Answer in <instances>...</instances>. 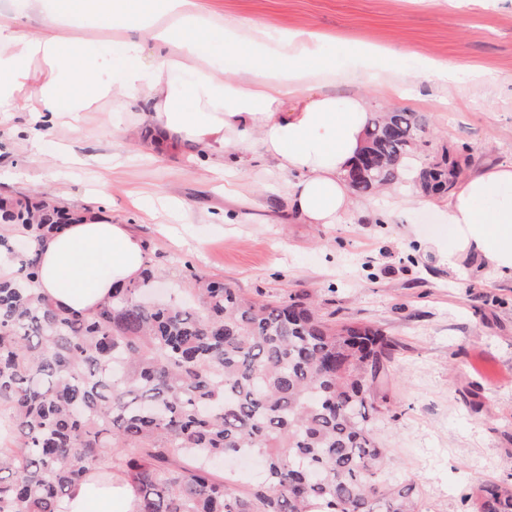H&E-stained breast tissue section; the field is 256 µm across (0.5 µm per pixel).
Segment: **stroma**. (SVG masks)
<instances>
[{
	"instance_id": "1",
	"label": "stroma",
	"mask_w": 512,
	"mask_h": 512,
	"mask_svg": "<svg viewBox=\"0 0 512 512\" xmlns=\"http://www.w3.org/2000/svg\"><path fill=\"white\" fill-rule=\"evenodd\" d=\"M202 12L275 31L330 34L329 92L372 93L379 65L363 66L361 41L402 50L399 65L442 60L451 84L421 83L375 99V111L426 115L423 157L449 154L462 176L512 164V0H197ZM138 126L139 135L126 134ZM140 104L104 99L79 131L13 113L0 124V198L48 194L68 212L110 214L143 244L163 288L185 291L191 275L278 300L312 298L321 314L380 328L395 343L384 384L388 409L374 422L386 448L384 475L414 480L421 512H476L465 490L512 485V277L481 255L464 256L443 224L446 196L413 184L363 196L368 215L304 224L285 197L287 172L254 141L234 144L246 170L219 174L185 142L156 153ZM42 143L43 156L34 145ZM66 147L74 165H56Z\"/></svg>"
}]
</instances>
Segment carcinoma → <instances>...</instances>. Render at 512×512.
Here are the masks:
<instances>
[{"label":"carcinoma","mask_w":512,"mask_h":512,"mask_svg":"<svg viewBox=\"0 0 512 512\" xmlns=\"http://www.w3.org/2000/svg\"><path fill=\"white\" fill-rule=\"evenodd\" d=\"M424 130L417 112L376 113L352 191L406 171L424 194L451 190L457 162H418ZM69 222L46 194L0 201L14 260L0 276V512H56L93 466L125 478L138 512H418L415 484L384 478L372 427L392 349L382 330L203 278L193 300L155 305L150 269L89 314L62 311L38 288L37 246ZM244 455L265 479L241 492L216 464ZM473 497L512 512L509 486Z\"/></svg>","instance_id":"carcinoma-1"}]
</instances>
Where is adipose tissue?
<instances>
[{
	"mask_svg": "<svg viewBox=\"0 0 512 512\" xmlns=\"http://www.w3.org/2000/svg\"><path fill=\"white\" fill-rule=\"evenodd\" d=\"M40 26L0 11V115L27 112L35 127L65 118L78 127L101 99L141 102L157 151L198 143L212 169H239L230 147L255 137L278 170L292 173L288 207L305 224H335L355 205L347 180L372 118L358 91L339 98L310 80L332 72L316 32L270 40L242 18L202 14L196 0H24ZM108 19L120 36L108 51L68 33L72 19ZM234 56L216 72L215 51ZM442 220L461 254L489 258L512 275V165L481 168L453 191ZM39 288L62 310L86 313L147 265L141 241L100 214L66 225L38 247ZM121 477L72 487L59 512H135Z\"/></svg>",
	"mask_w": 512,
	"mask_h": 512,
	"instance_id": "ef3b65f1",
	"label": "adipose tissue"
}]
</instances>
